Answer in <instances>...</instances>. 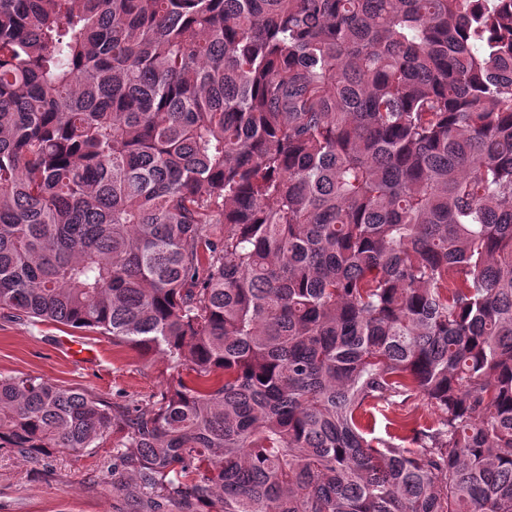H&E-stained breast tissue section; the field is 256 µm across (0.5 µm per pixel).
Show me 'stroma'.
<instances>
[{"mask_svg":"<svg viewBox=\"0 0 512 512\" xmlns=\"http://www.w3.org/2000/svg\"><path fill=\"white\" fill-rule=\"evenodd\" d=\"M0 375L28 376L128 401L158 391L176 379L166 359L142 358L92 331L61 324L0 319ZM59 479L48 481L15 457L0 453V512H117L120 500L91 490L112 469V442L58 454Z\"/></svg>","mask_w":512,"mask_h":512,"instance_id":"obj_1","label":"stroma"}]
</instances>
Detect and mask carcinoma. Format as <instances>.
I'll return each instance as SVG.
<instances>
[{
	"instance_id": "1",
	"label": "carcinoma",
	"mask_w": 512,
	"mask_h": 512,
	"mask_svg": "<svg viewBox=\"0 0 512 512\" xmlns=\"http://www.w3.org/2000/svg\"><path fill=\"white\" fill-rule=\"evenodd\" d=\"M0 318L179 373L0 376L124 512H512V0H0ZM398 405L392 411L385 412L388 419L410 414L415 417L423 416L427 421L432 422L440 419L441 416V412L430 405L422 396L414 397L406 404Z\"/></svg>"
}]
</instances>
